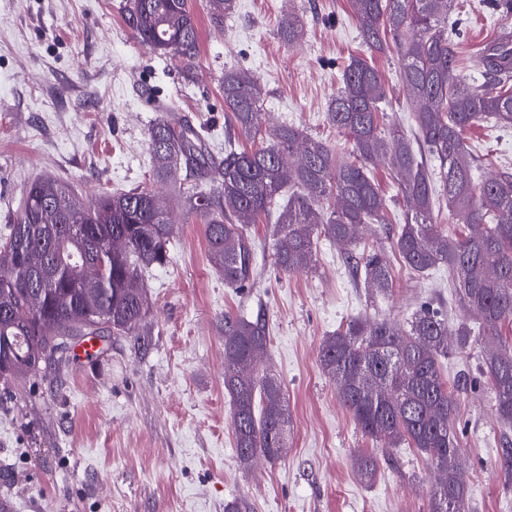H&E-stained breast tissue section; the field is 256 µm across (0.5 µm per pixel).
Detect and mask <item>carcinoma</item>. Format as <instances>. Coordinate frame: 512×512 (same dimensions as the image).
<instances>
[{
	"instance_id": "obj_1",
	"label": "carcinoma",
	"mask_w": 512,
	"mask_h": 512,
	"mask_svg": "<svg viewBox=\"0 0 512 512\" xmlns=\"http://www.w3.org/2000/svg\"><path fill=\"white\" fill-rule=\"evenodd\" d=\"M454 0H349L360 36L370 53L384 54L392 37L414 130L394 122L380 129L385 84L379 70L353 56L342 87L328 106V123L352 140L357 161L339 163L328 147L293 124L268 133L270 143L250 150L235 147V136L262 134L265 88L248 69H224V158L211 152L202 130L173 114L149 129L153 176L184 172L177 196L186 214L205 225L210 258L224 283L246 288L256 267L253 240L244 225L276 214L278 267L294 273L308 266L320 237L348 246L359 226L386 223L388 203L369 166L389 159L393 179L406 203L394 250L412 270L425 273L441 264L455 288L458 306L484 326L480 372L494 395L499 421L512 426V342L498 327L512 326V168L504 166L477 183V158L464 132L491 120L512 129V28L502 27L474 57L484 78L466 85L458 75L463 29L448 20ZM188 0H128L125 21L138 41L154 53H173L190 68L199 55L200 30ZM216 20L229 18L236 0H208ZM290 46L301 42L304 22L288 15L278 29ZM427 150L436 168L417 160ZM294 191L282 200L286 188ZM336 198L323 216L319 203ZM442 200L467 232L439 230L433 213ZM173 225L156 193L143 186L106 192L90 202L53 177L27 183L16 219L0 242V379H37L44 366L68 367V348L86 336H125L143 345L140 332L148 311L144 291L130 281L170 262ZM41 270L32 272L31 257ZM344 262L382 291L391 273L379 252L345 250ZM269 338L266 318L224 316V389L240 462L255 450L270 461L281 456L288 433V406L281 383L261 375L257 352ZM467 321L420 308L400 331L387 321L357 318L327 337L320 352L323 371L336 384L343 406L367 437L405 442L425 454L441 472L428 512H469L468 491L458 475L461 448L454 423L457 393L443 380L440 359L474 345ZM379 461L361 458L357 476L374 481Z\"/></svg>"
}]
</instances>
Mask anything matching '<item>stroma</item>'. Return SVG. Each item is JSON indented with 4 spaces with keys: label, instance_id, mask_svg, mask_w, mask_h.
<instances>
[{
    "label": "stroma",
    "instance_id": "1",
    "mask_svg": "<svg viewBox=\"0 0 512 512\" xmlns=\"http://www.w3.org/2000/svg\"><path fill=\"white\" fill-rule=\"evenodd\" d=\"M126 0H0V233L13 218L24 184L53 176L81 200L151 186L173 224L168 266L138 285L149 310L145 348L123 336L100 340L90 361L64 375L0 383V497L11 512H427L437 475L406 445L364 437L323 373L324 340L363 317L408 327L428 306L449 321L464 318L448 269L418 274L392 248L404 206L386 164L374 177L389 201L387 221L364 225L358 248L381 251L393 287L379 293L352 276L341 247L320 241L308 269L282 273L275 263L272 220L247 224L256 249L250 287L233 288L212 263L203 224L188 217L174 184L152 181L148 132L173 112L202 125L215 157L224 155V71L243 66L264 85L266 129L290 122L326 143L339 161H354L350 138L328 125L326 112L342 69L366 55L348 0H237L217 26L208 0H188L200 26L191 69L140 44L124 19ZM467 24L459 74L480 43L512 17L492 16L481 0H455ZM302 16L303 40L291 47L277 31L288 14ZM386 85L384 122L411 126L396 53L374 56ZM487 156L478 176L512 167V129L484 122L465 133ZM264 314L269 341L261 368L282 385L291 423L280 460L243 466L235 448L224 390V317ZM479 347L441 361L446 381L465 373L476 383L458 394L455 427L462 476L473 512H512V466L503 463L505 427L492 393L479 380ZM380 460L373 484L355 462Z\"/></svg>",
    "mask_w": 512,
    "mask_h": 512
}]
</instances>
